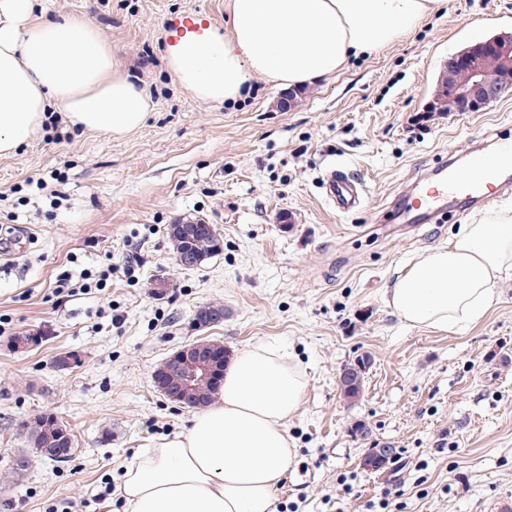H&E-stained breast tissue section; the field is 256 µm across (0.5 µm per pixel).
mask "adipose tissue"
<instances>
[{
  "instance_id": "adipose-tissue-1",
  "label": "adipose tissue",
  "mask_w": 512,
  "mask_h": 512,
  "mask_svg": "<svg viewBox=\"0 0 512 512\" xmlns=\"http://www.w3.org/2000/svg\"><path fill=\"white\" fill-rule=\"evenodd\" d=\"M441 0H233L227 35L203 27L167 47L194 98L238 102L262 78L300 88L411 33ZM38 0H0V154L59 109L87 130L121 136L150 110L146 91L115 69L112 48L85 19L37 21ZM512 269V213L461 225L398 274L388 302L412 326L450 332L481 318ZM309 387L275 338L242 347L217 399L178 430L151 438L123 473L125 512H273L294 451L288 424Z\"/></svg>"
}]
</instances>
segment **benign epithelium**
<instances>
[{
    "label": "benign epithelium",
    "instance_id": "benign-epithelium-1",
    "mask_svg": "<svg viewBox=\"0 0 512 512\" xmlns=\"http://www.w3.org/2000/svg\"><path fill=\"white\" fill-rule=\"evenodd\" d=\"M512 95V32L477 41L448 60L428 112H480L504 95ZM227 352L190 343L167 359V374L176 387L170 400L186 406L207 383L216 388L224 379Z\"/></svg>",
    "mask_w": 512,
    "mask_h": 512
}]
</instances>
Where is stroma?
<instances>
[{"mask_svg":"<svg viewBox=\"0 0 512 512\" xmlns=\"http://www.w3.org/2000/svg\"><path fill=\"white\" fill-rule=\"evenodd\" d=\"M46 18H83L112 61L144 88L143 125L115 136L53 114L35 137L0 155V225L15 229L0 253V512H106L99 493L119 483L151 437L192 414L162 395L152 373L205 338L236 352L269 337L307 367L309 389L288 425L295 450L276 503L298 512H366L404 483L403 512H489L512 498V272L487 313L453 332L410 326L385 292L416 253L447 244L459 224L512 209V194L437 224H392L389 203L424 191L436 161L470 155L493 133L512 136V97L480 112L429 113L449 58L512 31V0H443L410 35L351 61L280 109L281 89L258 79L235 103L188 95L167 66L169 35L195 15L224 32L230 0H46ZM342 168L364 204L336 212L326 180ZM203 218L222 250L201 266L176 265L170 224ZM105 279L58 301L63 270ZM163 276L164 298L148 285ZM222 323L196 328L201 307ZM34 331L21 353L12 337ZM76 351L77 367L55 358ZM369 355L363 395L338 379ZM52 413L75 437L64 465L33 459L17 472L24 424ZM364 425L366 434L355 433ZM395 448L402 470L361 468L369 448ZM427 469H419V462ZM427 482L429 496L415 487ZM350 493H343V486Z\"/></svg>","mask_w":512,"mask_h":512,"instance_id":"1","label":"stroma"}]
</instances>
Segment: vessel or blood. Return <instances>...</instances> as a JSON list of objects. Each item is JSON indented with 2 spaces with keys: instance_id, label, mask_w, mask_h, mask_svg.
<instances>
[{
  "instance_id": "b4317fda",
  "label": "vessel or blood",
  "mask_w": 512,
  "mask_h": 512,
  "mask_svg": "<svg viewBox=\"0 0 512 512\" xmlns=\"http://www.w3.org/2000/svg\"><path fill=\"white\" fill-rule=\"evenodd\" d=\"M443 173L440 181L430 186L413 206L392 207L393 220L425 224L433 211L459 209L462 202L485 200L484 188L499 180L501 174L512 170V139L498 138L490 152L472 153L466 170H456L447 162H439ZM329 202L343 213L361 208L363 188L348 173L333 170L326 183Z\"/></svg>"
}]
</instances>
